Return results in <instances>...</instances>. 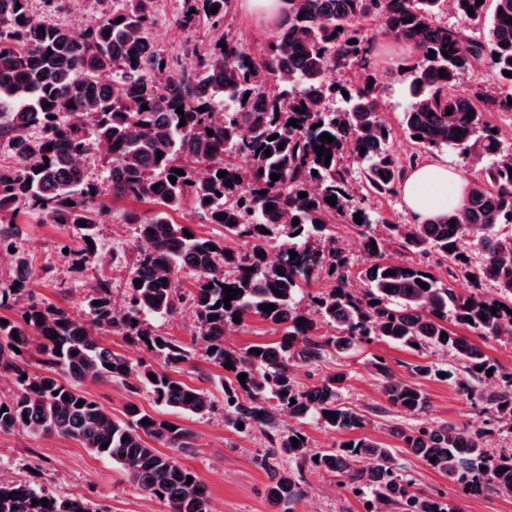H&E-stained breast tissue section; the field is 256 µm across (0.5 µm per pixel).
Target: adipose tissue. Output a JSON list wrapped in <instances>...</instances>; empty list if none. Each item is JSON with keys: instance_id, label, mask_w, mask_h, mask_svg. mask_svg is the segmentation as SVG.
I'll use <instances>...</instances> for the list:
<instances>
[{"instance_id": "ef3b65f1", "label": "adipose tissue", "mask_w": 512, "mask_h": 512, "mask_svg": "<svg viewBox=\"0 0 512 512\" xmlns=\"http://www.w3.org/2000/svg\"><path fill=\"white\" fill-rule=\"evenodd\" d=\"M402 194L413 222L419 224L458 207L465 188L459 173L450 169L447 161L430 160L408 173Z\"/></svg>"}]
</instances>
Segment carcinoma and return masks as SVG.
<instances>
[{
  "label": "carcinoma",
  "instance_id": "1",
  "mask_svg": "<svg viewBox=\"0 0 512 512\" xmlns=\"http://www.w3.org/2000/svg\"><path fill=\"white\" fill-rule=\"evenodd\" d=\"M28 2L0 0V147L14 157L0 165V253L10 254L15 267L29 269L12 231L23 207L52 224H86L76 250L84 261L98 255L95 227L110 210L105 197L133 199L153 209L123 215L125 223L136 225V245L123 261L122 309L112 307L106 279L87 297V319L33 300L29 276L0 286V307L25 303L20 319L0 324V371L13 373L16 382L13 396L0 402L6 408L0 411V432L25 429L76 440L123 465L139 489L172 512H212L198 474L158 450L192 447L186 428L136 405L127 408L126 419H115L81 390L84 383L119 376L177 414L210 413L215 406L210 392L151 363L134 365L97 340L102 331L120 335L174 367L189 359L190 346L157 334L147 316L172 315L187 302L208 361L232 374L222 381L224 414L232 427L243 423L242 433L262 428L273 458L334 472L352 491L370 492L366 512L457 510L451 501L414 488L400 473L392 449L373 436L314 452L302 428L280 432L277 415L282 412L338 432L369 425L367 416L340 402L346 374L328 375L304 389L293 366L346 352L374 336L408 349L416 343L450 352L453 367L410 364L405 378L396 377L382 357H373L370 365L383 380L389 404L410 416L422 415L429 406L423 381L447 374L471 405L482 407L483 427L423 425L391 433L468 494L512 497V449L491 457L481 442L512 424V368L493 363L467 336L448 328L452 323L477 336H512V233H507L512 230V152L503 151L488 120L493 112H512V76L503 74L512 72V23H507L512 0H280L275 29L259 55L249 53L230 31V0H177L181 28L203 24L220 33L190 63L151 47L154 0H112V9L80 38L59 23L35 22ZM214 6L218 11L212 14ZM448 6L465 20L490 14L486 36L475 39L462 26L438 22ZM372 23L378 24L376 34L364 36ZM381 35L410 51L401 63L411 76L401 126L419 140L416 151L405 156L390 149L393 131L379 112L371 60ZM431 50L435 55H429ZM482 65L503 83L491 93L461 92L465 76ZM353 67L360 73L347 90L333 74ZM344 90L345 108L325 110V101ZM144 104L148 109H142ZM293 118L295 127L289 125ZM324 133L333 142L321 140ZM275 134L278 138L269 140ZM350 146L365 148L358 154L362 167L356 181L343 164ZM318 147L331 153L330 163L318 160ZM443 150L473 152L484 161L473 188L448 215L422 224H390L360 207L372 194H397L423 155ZM91 158L106 170L105 181L89 178ZM178 169L184 174H176ZM220 171L225 176L218 177ZM273 173L279 180L270 179ZM302 192L307 197H299ZM332 196L333 206L327 202ZM268 205L273 209L266 210ZM187 206L203 223L222 226L251 250H231L223 239L199 236L191 225L175 222L172 214ZM357 213L363 221L351 228L363 238L367 260L355 268L336 245L333 229L341 218ZM294 219L299 224H292ZM378 224L384 231H376ZM472 224L483 231L481 262L467 276L495 288L494 298L456 287V270L468 268L466 235ZM391 243L413 258L385 260L384 248ZM268 246L277 248L274 261L267 259ZM432 258L450 263L448 280L432 273ZM321 273L334 277L335 285L325 292L305 291ZM181 274L193 280L186 293L180 291ZM354 281L363 289H354ZM229 286L241 293L227 308L223 299ZM497 302L502 307L494 313ZM265 304L275 310L263 311ZM235 315L242 320L259 316L280 339L243 352L226 348L225 327ZM325 325L330 331L323 334L319 328ZM33 353L43 356L46 369L40 373L29 370ZM228 362L232 367H226ZM489 369L496 382L486 390L479 383ZM293 437L299 440L296 448ZM366 460L370 466L365 468ZM268 468L273 474L266 496L286 508L301 493V469L280 470L271 463ZM35 499L47 500L48 506L32 505ZM0 512L90 509L81 499L13 481L0 482Z\"/></svg>",
  "mask_w": 512,
  "mask_h": 512
}]
</instances>
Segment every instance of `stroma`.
I'll use <instances>...</instances> for the list:
<instances>
[{
	"mask_svg": "<svg viewBox=\"0 0 512 512\" xmlns=\"http://www.w3.org/2000/svg\"><path fill=\"white\" fill-rule=\"evenodd\" d=\"M111 6V0H63L62 8L52 12L44 0H30L33 16L63 23L78 37ZM176 8V0H156L154 6L156 23L149 36L162 54L189 57L217 40L214 32L202 34L181 29L175 22ZM230 15L232 31L245 46L264 49L273 32L272 25L248 12L243 0H232ZM381 45L384 52L378 58L376 71L380 100L384 118L393 129L392 148L402 156L414 149L400 126L410 76L401 70L400 56L393 53L395 41L385 37ZM111 206L109 216L96 227L98 257L80 264L74 256L81 244L77 227L44 222L41 215L32 211L19 216L14 226L16 243L33 270L31 289L39 301L63 307L75 317H86V296L103 278L110 281L113 298L124 299L125 274L112 264L111 258L116 252L131 253L135 227L124 223L123 214L138 209L139 204L118 199L112 201ZM66 245L71 248L67 254L62 251ZM149 322L156 333L191 346L190 359L173 368V376L209 390L217 400L210 415L181 418V425L193 436V446L179 453V461L200 476L209 491L213 512H273L265 493L269 483L265 466L269 442L263 430L241 434L225 424L224 394L220 386L224 371L209 363L203 343L193 342L196 325L192 316L183 308L170 316L150 317ZM278 339V333L269 324L251 316L243 325L227 329L224 343L241 352L249 346L270 344ZM376 356L385 358L399 378L407 377L409 364L443 365L450 361L449 355L440 350L415 351L376 338L346 356L330 355L318 364L296 367L295 374L300 386L307 388L320 382L323 376L339 371L348 373L341 392L342 403L371 416L373 424L367 430L368 435L394 447L402 475L416 488L427 492L443 491L459 512H512V498L495 494L460 495L446 478L397 448L395 439L389 435L391 428L424 423L464 424L476 428L481 426L483 416L478 409L470 407L452 385L436 379L424 383L429 398V409L424 415L411 417L396 412L387 402L380 377L368 365ZM83 389L118 419L124 418L127 405L132 403L158 417L170 415L147 391L132 390L121 378L87 383ZM0 480H26L57 495L80 498L91 512H171L168 504L140 490L121 465L83 448L75 440L58 435H33L21 429L0 432ZM288 512H363V508L359 497L336 475L307 467L303 470V494L289 504Z\"/></svg>",
	"mask_w": 512,
	"mask_h": 512,
	"instance_id": "stroma-1",
	"label": "stroma"
}]
</instances>
